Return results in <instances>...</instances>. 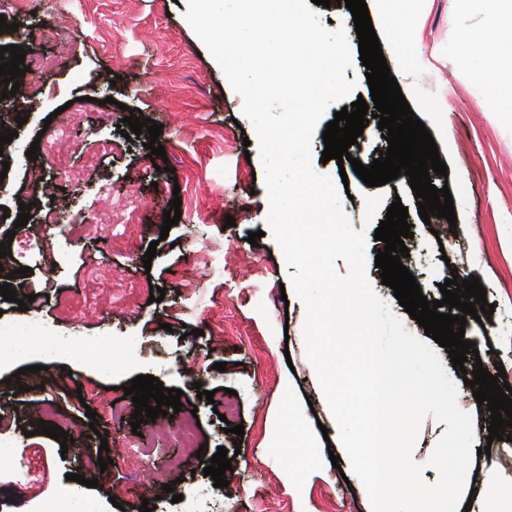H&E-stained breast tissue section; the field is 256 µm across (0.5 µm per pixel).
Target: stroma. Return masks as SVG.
Instances as JSON below:
<instances>
[{
  "instance_id": "stroma-1",
  "label": "stroma",
  "mask_w": 512,
  "mask_h": 512,
  "mask_svg": "<svg viewBox=\"0 0 512 512\" xmlns=\"http://www.w3.org/2000/svg\"><path fill=\"white\" fill-rule=\"evenodd\" d=\"M367 8L392 76L446 164L447 178L435 185L449 188L457 228L449 230L443 218L424 223L405 178L377 187L353 174L341 178L336 161H322L318 133L313 166L342 192L344 215L365 235L366 277L413 335L425 331L394 302L374 263L382 247L374 234L394 200L408 209L412 236L403 264L424 296L441 299L440 283L454 274L479 278L494 312L482 323L467 319L464 338L478 349L467 362L488 370L503 364L512 384V20L502 19L490 49L469 38L487 24L478 0H419L417 15L391 21L378 0ZM186 10L185 0H37L34 14L17 17V30L0 31V47L49 55L55 47L41 33L52 22L70 44L60 63L36 78L39 94L25 124H16L10 100L0 101V123L17 130L21 144L31 145L56 109L87 100L62 153L65 167L12 151L0 181V207L8 212L0 238L13 229L20 203L30 204L35 217L56 197L68 203L60 221L70 230L26 259L31 275L10 280L0 273V283L10 282L18 296L0 300V327L8 331L0 338V512H32L68 491L67 474L95 470L103 443L113 460L107 482L85 491L97 512H140L146 499L155 512H371L345 449L321 432L334 415L306 353V310L290 285L293 269L268 232L254 127ZM395 36L409 37L412 52L398 53ZM129 108L162 127L158 143L177 177L163 189L153 187L161 175L149 134L126 138L117 127ZM103 141L111 145L105 154L98 150ZM36 165L46 170L40 188L27 179ZM132 194L148 202L138 223L94 225L97 212ZM176 195L181 219L164 239L163 213ZM255 231L261 238L254 246L248 235ZM151 246L156 255L146 266ZM155 287L165 290L158 303L150 299ZM23 298L24 311L17 305ZM194 328L200 336H191ZM436 352L459 385V406L473 416L480 453L466 488L479 497L505 474L512 442L487 441L489 411L477 405L446 348ZM218 362L225 371L215 370ZM34 365L41 373H31ZM17 372L20 383H11ZM139 375L181 390L182 412L197 414L201 455L182 456L179 418H171L170 436L159 445L153 424L135 435L128 420L108 414V401L131 407L123 389ZM41 380L50 393L37 390ZM201 389L213 392V401L198 399ZM47 399L71 437L68 447L32 432V409ZM229 402L244 437L224 433L215 417V408ZM285 415L317 442L312 474L300 469V449L282 442ZM130 442L153 448V455L139 462L124 451ZM221 447L234 455L225 488L203 473ZM21 455L30 459L22 482L15 465ZM177 455L182 469L167 471ZM167 481L174 492L164 491ZM176 492L182 501H173Z\"/></svg>"
}]
</instances>
